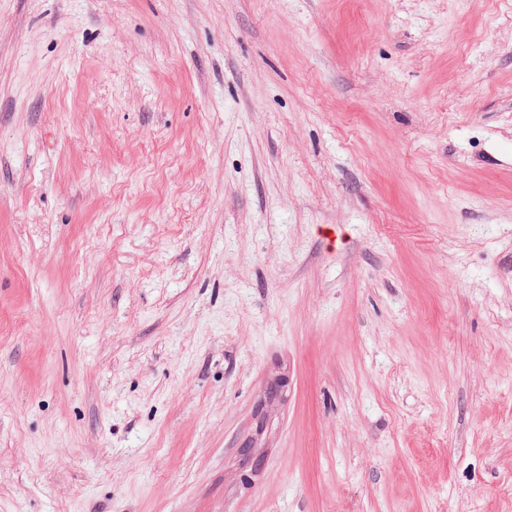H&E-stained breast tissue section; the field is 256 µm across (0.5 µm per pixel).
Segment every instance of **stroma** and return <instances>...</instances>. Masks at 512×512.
Here are the masks:
<instances>
[{"mask_svg": "<svg viewBox=\"0 0 512 512\" xmlns=\"http://www.w3.org/2000/svg\"><path fill=\"white\" fill-rule=\"evenodd\" d=\"M0 512H512V0H0Z\"/></svg>", "mask_w": 512, "mask_h": 512, "instance_id": "35a3bbf8", "label": "stroma"}]
</instances>
